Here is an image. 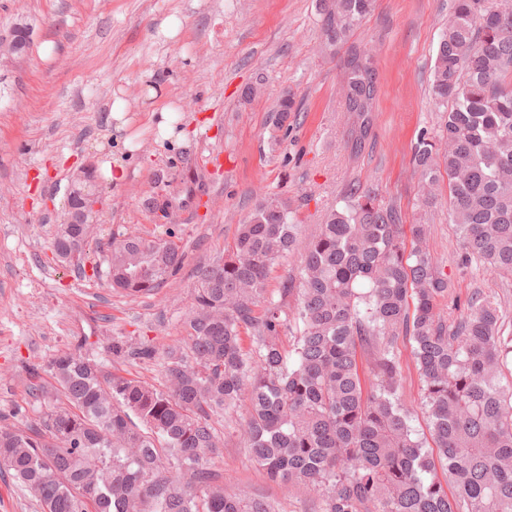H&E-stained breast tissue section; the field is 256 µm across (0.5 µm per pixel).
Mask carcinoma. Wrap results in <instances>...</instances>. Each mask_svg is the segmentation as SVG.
Here are the masks:
<instances>
[{"label": "carcinoma", "mask_w": 512, "mask_h": 512, "mask_svg": "<svg viewBox=\"0 0 512 512\" xmlns=\"http://www.w3.org/2000/svg\"><path fill=\"white\" fill-rule=\"evenodd\" d=\"M496 2L454 0L431 72L446 115L437 135L417 139L413 163L422 207L448 181L463 264L512 277V8ZM374 5L319 0L323 49H345L341 93L356 117L355 155L365 148L378 86L373 63L348 41ZM29 43L28 28L16 27L0 38V60L22 56ZM295 111L286 90L274 126L288 125ZM90 179L85 172L73 181L68 214L83 210ZM87 214V224L57 226L60 258L72 259L93 237L97 213ZM424 235V225L402 224L376 189L354 183L302 247L290 201L261 193L231 249L199 269L188 313L194 364L166 352V387L158 389L102 375L80 345L60 352L46 376L30 374L32 396L54 410L38 425L0 427V467L41 512H279L265 494L229 489L211 469L213 417L245 401L239 426L252 456L270 480L316 493L320 512H512L504 310L489 296L463 305L452 298ZM299 248L279 299L267 298L270 270ZM182 263L174 242L127 233L109 244L107 275L130 296L151 294ZM404 341L422 376L431 447L401 399L396 349ZM156 354L149 344L112 341L118 359Z\"/></svg>", "instance_id": "1"}]
</instances>
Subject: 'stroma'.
<instances>
[{"label":"stroma","mask_w":512,"mask_h":512,"mask_svg":"<svg viewBox=\"0 0 512 512\" xmlns=\"http://www.w3.org/2000/svg\"><path fill=\"white\" fill-rule=\"evenodd\" d=\"M167 15L177 39L156 31ZM451 0H376L353 42L369 49L378 73L370 139L362 155L347 145L354 117L340 93L338 59L321 51L318 0H0V37L27 26L30 46L0 62V424L23 427L50 411L29 392V373L61 351L81 347L103 374L163 388V352L191 357L187 326L199 267L212 264L252 212L257 188L290 199L301 235L354 183L378 189L407 224L429 226L427 245L454 294L494 297L512 330V278L479 264L461 266L448 201L420 204L412 164L421 132L436 134L443 107L429 93L431 67ZM265 78L266 93L243 88ZM158 97H150V88ZM298 112L287 129L272 116L283 90ZM129 106L125 133L109 114L114 91ZM176 111L185 139H157V111ZM124 176L112 177L115 167ZM93 171L102 206L97 234L80 262L52 251L65 219L71 181ZM168 237L184 253L177 275L149 296L114 291L95 275L112 236ZM153 344L151 362L113 358L114 338ZM397 357L411 425L429 440L422 381L409 343ZM220 453L212 467L236 490H254L281 512H315L314 496L268 480L249 454L235 419L216 418Z\"/></svg>","instance_id":"35a3bbf8"}]
</instances>
